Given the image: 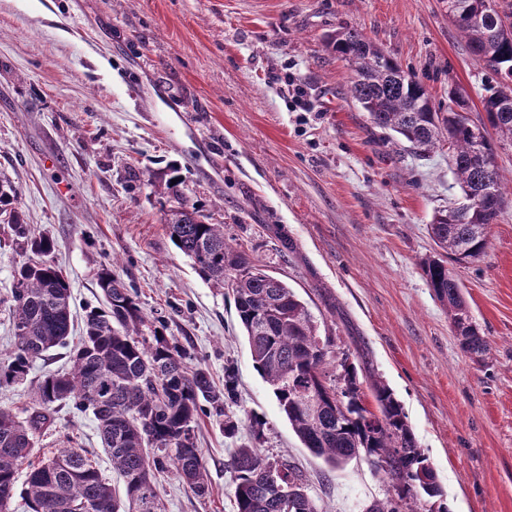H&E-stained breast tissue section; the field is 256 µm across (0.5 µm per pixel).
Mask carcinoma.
<instances>
[{"mask_svg": "<svg viewBox=\"0 0 512 512\" xmlns=\"http://www.w3.org/2000/svg\"><path fill=\"white\" fill-rule=\"evenodd\" d=\"M454 4L452 22L464 36L476 64L489 76L481 96L484 118H471L469 99L456 84L448 90V109H435L426 85L362 32L339 27L326 48L346 63L348 92L370 122L389 131L418 158L448 151L462 201L485 185L495 194L473 208L446 206L435 211L428 231L436 255L421 271L434 297L446 308L461 350L480 361L489 341L473 320L456 270L487 254L491 225L506 203L497 164V145L478 128L494 130L512 142V35L500 13L483 17L484 0H445ZM177 183H172V180ZM155 193L178 205L163 208L169 237L190 258L199 275L234 298L254 368L270 386L280 412L302 445L334 470L349 461L390 463L385 476L391 495L368 512H448L444 490L418 445L401 402L382 381L359 373L347 351L334 350L331 337L318 334L307 304L288 283L253 262L242 245L230 243L224 225L209 222L188 201L176 174L151 177ZM18 193L0 175V216L10 224L15 244L28 254L17 266L11 288L14 342L0 356V389L21 383L37 361L66 343L71 332L68 280L49 259L53 241L37 234L14 206ZM107 308L91 309L71 366L44 374L26 416L0 406V512L20 497L23 512H163L155 474L172 466L182 483L200 496L209 492L203 450L195 427L204 404L237 403V377L224 368V390L214 387L208 370L187 365V353L142 311L134 289L112 265L98 273ZM371 394L375 407L366 404ZM90 412L112 469L122 478L128 507L82 451L64 448L34 461L38 435L53 423L60 405ZM264 423L250 420L253 441L234 449L235 512H320L308 495L305 478L284 459L261 454Z\"/></svg>", "mask_w": 512, "mask_h": 512, "instance_id": "carcinoma-1", "label": "carcinoma"}]
</instances>
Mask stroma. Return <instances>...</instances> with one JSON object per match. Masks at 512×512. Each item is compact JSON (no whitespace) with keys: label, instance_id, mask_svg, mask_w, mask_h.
I'll return each instance as SVG.
<instances>
[{"label":"stroma","instance_id":"stroma-1","mask_svg":"<svg viewBox=\"0 0 512 512\" xmlns=\"http://www.w3.org/2000/svg\"><path fill=\"white\" fill-rule=\"evenodd\" d=\"M362 32L448 107V80L482 116L486 73L441 0H0V173L27 224L54 242L72 293L73 336L104 305L101 265L138 293L148 316L201 360L216 385L225 366L238 401L196 428L209 492L158 475L164 512H234L232 448L264 423L263 454L306 479L320 512H365L391 492L364 460L329 470L304 448L253 367L234 301L171 242L150 174L177 166L190 201L255 261L271 266L334 336L401 401L444 488L449 512H512V194L490 247L460 269L463 295L491 344L465 356L419 266L435 245L436 209L460 196L447 155L420 159L373 127L327 51L338 26ZM306 95L295 101L293 90ZM293 242L281 256L278 235ZM20 260L0 224V354ZM57 347L0 405L23 413L43 373L69 368ZM239 421L224 434L225 416ZM35 455L79 448L113 487L92 415L56 408Z\"/></svg>","mask_w":512,"mask_h":512}]
</instances>
